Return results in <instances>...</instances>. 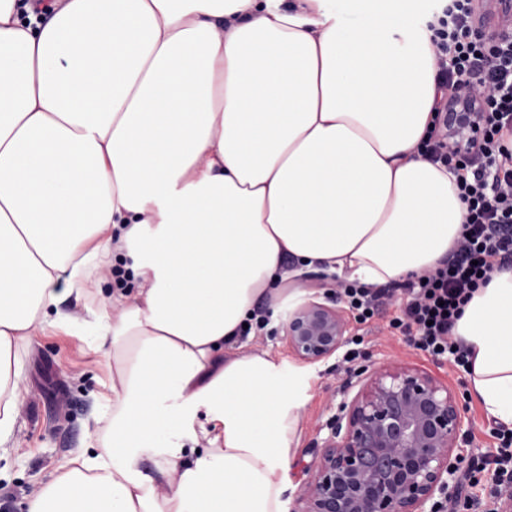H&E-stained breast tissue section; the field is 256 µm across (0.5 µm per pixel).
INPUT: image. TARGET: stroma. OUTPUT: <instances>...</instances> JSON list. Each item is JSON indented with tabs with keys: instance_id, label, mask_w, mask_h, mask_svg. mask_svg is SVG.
<instances>
[{
	"instance_id": "stroma-1",
	"label": "stroma",
	"mask_w": 512,
	"mask_h": 512,
	"mask_svg": "<svg viewBox=\"0 0 512 512\" xmlns=\"http://www.w3.org/2000/svg\"><path fill=\"white\" fill-rule=\"evenodd\" d=\"M300 286L304 303L339 310L346 332L334 355L306 365L316 380L302 410L299 444L286 473L282 495L286 508H293L300 488L315 472L328 425L341 401L354 396L363 369L400 364L429 373L447 384L463 404L472 457H482L488 448L497 446V439L489 434L495 422L473 396L466 372L453 362L433 361L391 327V320L403 314L401 293H394L375 317L363 323L349 309L334 281L314 275L303 279ZM349 350L355 357L348 362L344 355ZM99 361L92 343L77 332L49 327L33 338L23 355L20 388L30 406L23 413L21 446L0 457V484L14 493L1 512H26L28 497L48 479L53 467L86 448L99 429L98 396L107 380Z\"/></svg>"
}]
</instances>
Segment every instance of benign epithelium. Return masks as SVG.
I'll return each mask as SVG.
<instances>
[{"mask_svg":"<svg viewBox=\"0 0 512 512\" xmlns=\"http://www.w3.org/2000/svg\"><path fill=\"white\" fill-rule=\"evenodd\" d=\"M486 125L477 108L448 113L454 153L468 155ZM346 332L342 315L312 303L289 320L286 338L304 360L336 353ZM465 425L448 386L418 369L386 365L370 371L329 424L320 462L292 512H438L436 496L452 491Z\"/></svg>","mask_w":512,"mask_h":512,"instance_id":"1","label":"benign epithelium"}]
</instances>
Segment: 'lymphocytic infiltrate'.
Here are the masks:
<instances>
[{"label": "lymphocytic infiltrate", "instance_id": "lymphocytic-infiltrate-1", "mask_svg": "<svg viewBox=\"0 0 512 512\" xmlns=\"http://www.w3.org/2000/svg\"><path fill=\"white\" fill-rule=\"evenodd\" d=\"M493 12L491 0H433L422 19L438 59L437 80L449 95L435 108L421 152L452 164L467 216L463 238L441 266L403 284L404 316L392 321L416 349L462 368L469 353L452 334L461 309L492 272L512 266V25L489 26ZM471 95L482 97L490 120L477 152L456 165L448 111L462 109Z\"/></svg>", "mask_w": 512, "mask_h": 512}]
</instances>
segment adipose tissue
<instances>
[{"label": "adipose tissue", "mask_w": 512, "mask_h": 512, "mask_svg": "<svg viewBox=\"0 0 512 512\" xmlns=\"http://www.w3.org/2000/svg\"><path fill=\"white\" fill-rule=\"evenodd\" d=\"M430 36L413 0H0V451L44 326L111 379L27 512H284L315 375L242 330L304 273L379 288L455 248L466 206L420 151ZM118 261L134 294L103 289ZM453 333L512 428V270Z\"/></svg>", "instance_id": "obj_1"}]
</instances>
